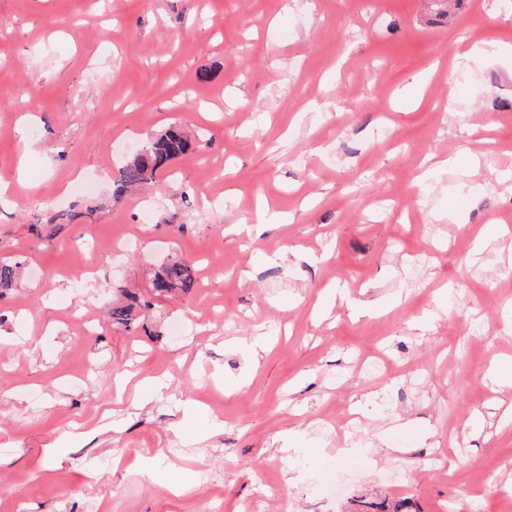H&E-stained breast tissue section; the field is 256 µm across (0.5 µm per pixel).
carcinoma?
<instances>
[{
  "mask_svg": "<svg viewBox=\"0 0 512 512\" xmlns=\"http://www.w3.org/2000/svg\"><path fill=\"white\" fill-rule=\"evenodd\" d=\"M191 148V140L176 126L151 138L122 165L119 177L113 182L112 199L116 201L132 189L155 179L160 171L189 153ZM22 269L23 261L20 259L0 261V291L14 287ZM197 284L194 268L181 259L170 260L152 279L153 290L164 295L172 292L187 295L197 288ZM140 308L146 309L148 305L140 302L138 296L124 293V301L110 310L112 324L131 327Z\"/></svg>",
  "mask_w": 512,
  "mask_h": 512,
  "instance_id": "cac0c4a2",
  "label": "carcinoma"
}]
</instances>
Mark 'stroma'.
I'll return each instance as SVG.
<instances>
[{"label":"stroma","mask_w":512,"mask_h":512,"mask_svg":"<svg viewBox=\"0 0 512 512\" xmlns=\"http://www.w3.org/2000/svg\"><path fill=\"white\" fill-rule=\"evenodd\" d=\"M483 42L512 44V0H0V259L26 261L0 294V512L512 500V54ZM174 123L200 148L112 201ZM174 256L199 286L154 296ZM123 287L151 302L132 331ZM124 301L115 304L110 310L109 316L112 320V325L123 326L124 328L131 327L137 320V309L143 308L146 310L149 305L141 303L138 296L132 293H124Z\"/></svg>","instance_id":"35a3bbf8"}]
</instances>
